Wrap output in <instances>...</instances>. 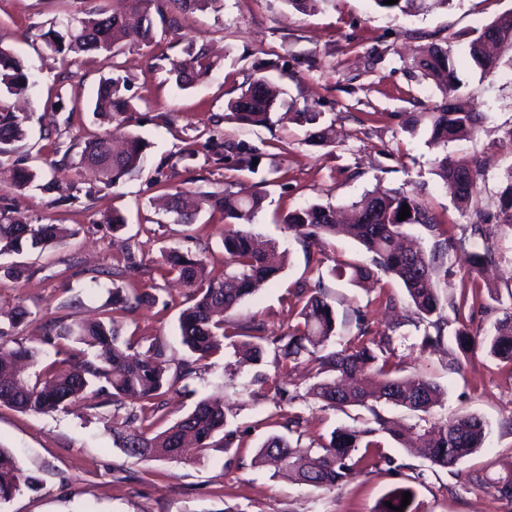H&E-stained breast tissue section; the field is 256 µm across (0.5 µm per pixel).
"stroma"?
<instances>
[{"label":"stroma","mask_w":512,"mask_h":512,"mask_svg":"<svg viewBox=\"0 0 512 512\" xmlns=\"http://www.w3.org/2000/svg\"><path fill=\"white\" fill-rule=\"evenodd\" d=\"M91 5V0H0V45L21 57L37 80L26 98L25 109L32 114L28 136L13 156L40 169L44 181L56 185V194L79 196L74 205L59 206L54 194L35 187L20 191L0 179V205L72 232L64 244L0 256L2 265L16 261L24 267L17 279L0 274V312L22 305L32 313L30 321L15 329V339L35 345L46 321L98 317L112 286L115 256L126 246L146 271L122 279V286L159 297L158 304L126 316L127 331L157 337L168 363L186 359L177 322L186 290L166 284L157 266L163 249L177 247L208 266L223 267L224 221L204 206L194 223L174 224L152 202L167 186L196 195L223 191L228 181H240L247 191L258 182L266 197L251 230L276 241L288 260L276 281L245 299L240 315L263 321L269 333L280 334L294 320L296 286L322 282L338 316V341L356 334V316L365 313L373 336L394 334L405 373L421 374L445 392L429 413L383 404L382 415L410 427L473 414L487 422L489 435L482 448L451 470L386 439L380 451L396 458L399 469L381 465L334 488L281 478L253 462L260 441L280 429L273 417L272 389L282 380L280 372L268 360L228 372L224 357L217 356L187 384L165 394L154 423L155 430H163L198 400L223 398L229 407L227 427L239 439L233 447L211 448L201 458H128L112 445L113 406L101 396L49 414L0 405V445L41 481L38 490L22 491L1 512H224L228 507L233 512H378L381 499L398 487L413 490V512H512V501L495 491L500 479L512 476V362L490 356L484 346L505 309L512 307V226L499 227L492 239L498 264L486 275L489 288L472 286L466 275V255L482 248L479 240L468 243L437 281L444 307H452L461 293L469 295L456 318L473 338L464 353L451 334L439 350H419L418 333L405 322L412 308L396 281L386 283L398 300L397 309L389 310L377 288L357 287L333 275L335 263L370 261L355 240L331 239L322 257L315 258L277 221L304 205L345 207L365 192L399 189L424 203L437 223L462 234V209L434 173L436 158L444 155L476 163L481 177L472 203L498 209L503 173L512 166V143L506 138L512 129V68L506 64L512 46L502 49L504 64L490 74L463 55L473 30L512 9V0H448L447 6L399 18L378 10L373 0H324L311 12L296 11L286 0H223L219 10L183 15L177 33L156 37L146 46L116 47L113 60L128 78L124 95L130 119L124 125L89 109L108 72L106 64L85 54L62 66L45 43L49 29ZM432 43L452 51L458 60L459 95L486 116L474 138L445 147L429 144L426 126L411 132L404 124L408 113L430 111L442 98L413 61L420 48ZM191 44L206 45L219 68L182 90L168 69ZM261 76L279 87L291 109L317 101L324 121L336 130L335 145L313 144L307 127L280 111L264 126L243 127L225 119L227 102ZM58 95L65 103H78V111L45 108V101ZM130 131L149 141V159L140 172L116 185L89 187L78 169L54 162L57 145L93 136L119 138ZM190 136L197 137L199 153L184 162L179 153ZM227 140L256 149L259 175L235 170L233 157L224 154ZM115 211L126 218L120 238L105 221ZM69 266L75 275L66 283L60 273ZM85 269L100 271L101 288H84ZM260 374L268 386L256 383ZM292 411L301 417L305 445L369 416L359 406L332 410L310 398L297 401Z\"/></svg>","instance_id":"35a3bbf8"}]
</instances>
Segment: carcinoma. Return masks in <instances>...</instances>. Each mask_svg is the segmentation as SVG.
<instances>
[{"mask_svg": "<svg viewBox=\"0 0 512 512\" xmlns=\"http://www.w3.org/2000/svg\"><path fill=\"white\" fill-rule=\"evenodd\" d=\"M96 6L81 17H70L58 30L47 36L56 40L53 51L92 53L109 63L113 49L120 42L130 45L149 43L157 28L177 31V15L205 11L219 0H114L120 7L109 10L107 0H95ZM375 5L394 15H409L448 3V0H398L393 5L373 0ZM504 40L512 41V11L474 31L467 45L473 63L484 71H493L498 63L488 48ZM190 61L171 62L169 74L177 87L187 89L196 79L217 66L205 46L188 47ZM426 79L435 82L442 94L432 111L411 119L417 125L428 120L430 141L437 145L474 137L482 115L456 95V70L451 51L439 44L423 48L415 61ZM36 81L24 62L10 50L0 47V157L14 151V145L26 139L30 113L18 112L9 103L13 96L27 95ZM127 77L116 72L99 85L94 113L114 119L127 114L128 100L122 94ZM278 106V95L264 77L252 80L226 105L227 117L240 125L263 126ZM296 120L313 129L311 141L330 146L335 143L334 130L322 126V113L314 105L295 113ZM148 142L130 135L115 146L106 137H93L84 143L78 168L92 184L115 185L124 177L139 171L147 162ZM224 151L236 156V170L256 173L253 159L256 150L244 149L233 142L224 143ZM14 186L24 190L35 183L39 172L19 160L6 168ZM435 174L448 194L456 200H468L477 192V166L462 159L443 156L435 162ZM505 187L500 195V208L494 212L475 209L469 214L470 236L489 240L494 228L512 225V167L504 174ZM179 189L170 194L169 212L174 223L190 224L194 214L185 210ZM265 196L256 192L242 197L224 187L222 193H206L202 201L224 218V268L215 271L204 261L179 248L163 251L159 270L177 278L188 289V306L178 318L182 343L192 354L168 377L161 365L164 350L153 336H127L123 318L142 305L156 302L149 293L127 292L115 284L109 297L112 316L109 320L85 321L74 317L68 323H46L43 343L54 349L55 359L35 380L23 381L17 373L22 362L32 365L40 361L42 351L20 342L9 345L4 337L30 315L19 306L11 318L10 328L0 326V405L7 404L22 412L44 414L67 409L88 391L112 401L116 410L126 409V416L112 429V445L131 457L151 461L164 456L170 448L193 447L201 452L213 446L214 437L222 432L224 445L232 444L235 433L224 431L227 416L220 398L202 399L185 416L164 431L154 434L150 417L162 410L157 402L164 387H172L197 374L204 361L221 355L228 348L239 358L258 364L272 354L277 368L288 370L303 355L312 364L313 382L305 393L327 408L361 406L372 415L360 427L334 429L330 439L316 447L303 448L285 436L271 434L257 448L255 461L273 464L293 471L299 479L314 487H336L356 475L383 462L398 468L396 460L371 449L380 447L378 437L387 435L405 444V429L400 422L382 416L376 405L394 404L414 412H429L439 404L444 391L434 381L422 376H400L399 363L393 361V337L369 335V324L358 314V334L341 343V349L329 348L337 333V314L327 302L321 285L299 286L294 296L301 303L295 323L278 336H270L262 322L254 319H232L230 315L251 295L261 282L276 280L287 263L286 252L275 242L259 243L246 225L253 223L262 209ZM410 216L398 220L403 205ZM283 223L296 232L303 247L322 245L343 234L361 244L372 254V266L346 263L331 272L349 274L353 283H361L379 274L395 278L405 288L414 307L413 326L421 332L419 349L438 348L448 328L443 304L437 293L436 279L448 273V261L465 249L466 238L448 234L435 223L432 214L415 197L402 191L367 192L350 205V221L339 224L336 210L329 205L309 204L288 212ZM419 225L429 232L431 247L405 246V229ZM61 239L57 224H33L9 206L0 207V255L18 254L23 247L44 248ZM496 261L495 249L487 245L481 251L468 253V275L476 280L481 270ZM143 268L132 251L117 261L113 276L128 277ZM488 353L512 361V306L498 320L494 333L486 341ZM276 415L281 426L293 433L301 427V418L288 415L286 408L299 398L295 390L275 388ZM488 434L487 425L475 415H459L420 427L415 440L424 457L433 465L451 469L463 458L482 447ZM38 479L23 473L16 457L0 446V507L6 506L23 490H33Z\"/></svg>", "mask_w": 512, "mask_h": 512, "instance_id": "carcinoma-1", "label": "carcinoma"}]
</instances>
